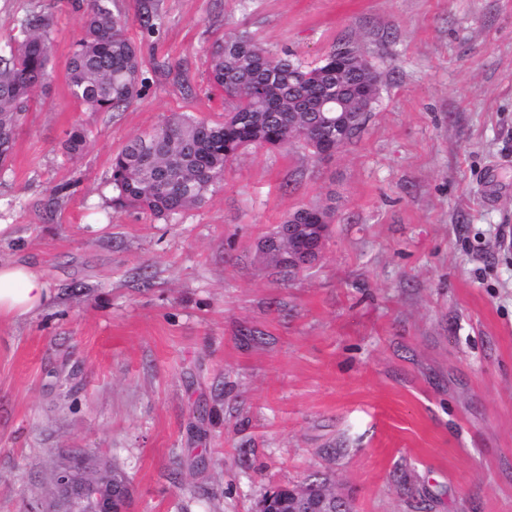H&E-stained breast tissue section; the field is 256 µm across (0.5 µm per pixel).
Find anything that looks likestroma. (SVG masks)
Returning a JSON list of instances; mask_svg holds the SVG:
<instances>
[{
	"mask_svg": "<svg viewBox=\"0 0 512 512\" xmlns=\"http://www.w3.org/2000/svg\"><path fill=\"white\" fill-rule=\"evenodd\" d=\"M73 2L0 0V43L55 22L0 165V259L56 291L0 321V512L79 452L128 477L132 512H259L309 478L355 512H512V0H158L153 31L118 0L147 84L116 114L70 95ZM241 30L307 63L359 48L381 75L362 136L322 162L249 148L165 221L114 205L130 137L222 119L208 49ZM303 205L336 214L288 275L260 245Z\"/></svg>",
	"mask_w": 512,
	"mask_h": 512,
	"instance_id": "1",
	"label": "stroma"
}]
</instances>
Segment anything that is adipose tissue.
Listing matches in <instances>:
<instances>
[{"mask_svg":"<svg viewBox=\"0 0 512 512\" xmlns=\"http://www.w3.org/2000/svg\"><path fill=\"white\" fill-rule=\"evenodd\" d=\"M54 299V289L37 266L0 262V320L31 316L47 309Z\"/></svg>","mask_w":512,"mask_h":512,"instance_id":"1","label":"adipose tissue"}]
</instances>
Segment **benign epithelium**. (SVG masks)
<instances>
[{
    "mask_svg": "<svg viewBox=\"0 0 512 512\" xmlns=\"http://www.w3.org/2000/svg\"><path fill=\"white\" fill-rule=\"evenodd\" d=\"M366 67V57L349 51L342 68L357 77ZM304 224H279L273 238L288 240V272L297 273L312 265L321 256L327 228L331 221L314 206L303 212ZM121 473L110 462L93 459L86 454L69 456L52 470L51 483L56 496L43 512H129L131 490ZM278 488L262 502V512H353L349 499L333 489L318 488L309 479L303 485L288 489L281 495Z\"/></svg>",
    "mask_w": 512,
    "mask_h": 512,
    "instance_id": "1",
    "label": "benign epithelium"
}]
</instances>
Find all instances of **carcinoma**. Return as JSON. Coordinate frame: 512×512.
Returning <instances> with one entry per match:
<instances>
[{"mask_svg":"<svg viewBox=\"0 0 512 512\" xmlns=\"http://www.w3.org/2000/svg\"><path fill=\"white\" fill-rule=\"evenodd\" d=\"M139 21L151 30L161 25L155 0L141 5ZM21 26L23 38L0 47V164L10 158L14 131L50 76L52 17L32 12ZM126 27L117 0H87L67 70L71 95L86 112H123L143 93L142 59ZM347 50L340 45L312 65L269 53L246 31L216 39L208 51L210 83L230 110L222 120L176 113L130 138L112 157L115 203L167 219L204 203L224 182L227 166L250 147L300 142L313 154L323 140L342 147L352 142L363 128L336 131V112H366L369 98L348 99L323 116L313 111L319 99L336 95V83L347 81L336 75V60ZM86 138L82 126L73 127L68 151L80 153ZM268 251L274 267L288 270L281 259L288 241Z\"/></svg>","mask_w":512,"mask_h":512,"instance_id":"carcinoma-1","label":"carcinoma"}]
</instances>
